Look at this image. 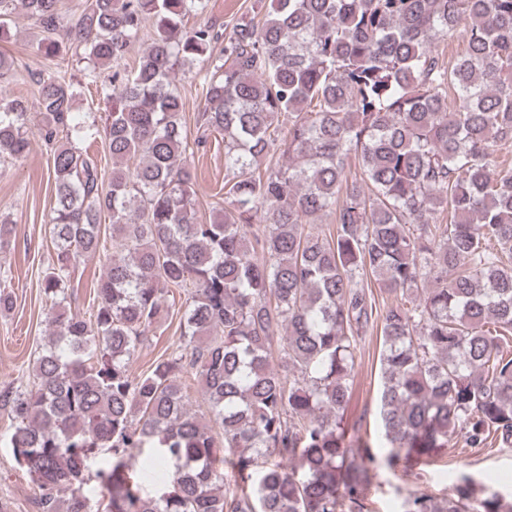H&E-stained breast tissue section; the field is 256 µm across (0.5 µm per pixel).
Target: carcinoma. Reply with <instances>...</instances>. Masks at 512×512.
<instances>
[{"instance_id": "carcinoma-1", "label": "carcinoma", "mask_w": 512, "mask_h": 512, "mask_svg": "<svg viewBox=\"0 0 512 512\" xmlns=\"http://www.w3.org/2000/svg\"><path fill=\"white\" fill-rule=\"evenodd\" d=\"M208 2L90 0L66 35L93 74L152 27L97 118L73 112L82 84L37 81L56 200L50 333L4 406L39 512H370L377 462L343 413L374 328L387 469L413 475L458 434L512 446V163L499 154L512 145V0H271L226 38L183 27ZM19 6L44 55L66 56L60 0H0V34ZM455 32L465 49L448 64ZM185 64L204 71L193 140L174 84ZM29 122L0 97V159L29 151ZM214 133L224 215L204 221L189 156ZM100 135L107 182L77 147ZM104 216L112 256L85 318L66 309L71 268L100 252ZM376 288L394 297L383 310ZM174 292L180 344L135 376ZM280 328L286 375L269 361ZM188 370L215 436L190 409ZM400 509L512 500L463 475Z\"/></svg>"}]
</instances>
